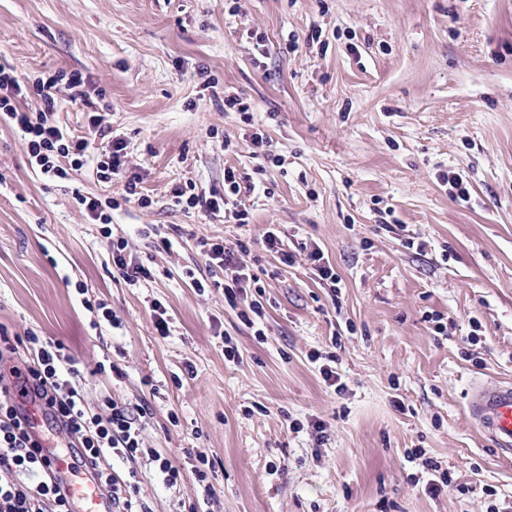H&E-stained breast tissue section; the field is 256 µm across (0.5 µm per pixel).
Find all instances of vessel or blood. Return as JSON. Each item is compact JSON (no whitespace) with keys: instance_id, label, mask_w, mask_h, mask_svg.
Returning <instances> with one entry per match:
<instances>
[{"instance_id":"vessel-or-blood-1","label":"vessel or blood","mask_w":512,"mask_h":512,"mask_svg":"<svg viewBox=\"0 0 512 512\" xmlns=\"http://www.w3.org/2000/svg\"><path fill=\"white\" fill-rule=\"evenodd\" d=\"M468 415L479 433L502 460H512V383L494 386L473 383L468 392ZM70 512H109V501L97 481L70 483Z\"/></svg>"}]
</instances>
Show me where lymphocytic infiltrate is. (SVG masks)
Instances as JSON below:
<instances>
[{
	"instance_id": "lymphocytic-infiltrate-1",
	"label": "lymphocytic infiltrate",
	"mask_w": 512,
	"mask_h": 512,
	"mask_svg": "<svg viewBox=\"0 0 512 512\" xmlns=\"http://www.w3.org/2000/svg\"><path fill=\"white\" fill-rule=\"evenodd\" d=\"M84 84L78 71L59 69L34 78L0 66V122L22 132L23 148L32 169L45 177L66 180L71 172L91 164L102 181L123 180V193L117 200L105 203L80 193L74 196L92 223L108 224L120 204L134 203L147 209L153 201L139 190V176L128 174L127 144L112 138L107 114L92 113L84 135L69 134L57 123V92L68 89L71 100L82 101L86 98ZM32 95L40 99L39 108L21 109L19 100ZM224 109L239 114L242 123L252 125V132L245 134L244 139L250 143L254 156L279 166L284 164V157L276 154L271 139L253 126L250 102L228 94L224 97ZM255 189L252 183L241 185L235 170L228 168L224 171L223 192L206 193L189 182L175 185L171 193L175 205L184 210H194L206 217L220 215L227 223L244 226L250 221V213L241 195ZM198 249L208 268L224 270V298L229 305H236L247 292H255V299L239 312V319L247 323L254 317L264 318L259 299L264 289L257 275L249 273L240 260L241 253L247 250L246 244L241 242L232 247L220 238H203ZM21 347L31 356L25 370H14L9 378L0 374V512H68L64 488L52 478L41 456L42 447L28 429V416L14 403L13 391L18 387L41 404L67 438L77 439L80 449L75 459L82 467L95 471L112 512H151L140 493L137 471L124 476L112 471L108 459L114 455L148 462L170 486L182 480L184 471H192L204 494H211L213 486L208 478L213 464L207 456L198 453L189 456L186 464L176 465L145 447L141 430L148 416L147 406L132 405L107 395L99 410L91 411L83 395L84 374L61 342L41 339L33 332L22 337L0 330V363L14 359Z\"/></svg>"
}]
</instances>
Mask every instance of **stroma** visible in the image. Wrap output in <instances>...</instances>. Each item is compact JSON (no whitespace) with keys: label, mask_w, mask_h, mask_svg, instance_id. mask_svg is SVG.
Masks as SVG:
<instances>
[{"label":"stroma","mask_w":512,"mask_h":512,"mask_svg":"<svg viewBox=\"0 0 512 512\" xmlns=\"http://www.w3.org/2000/svg\"><path fill=\"white\" fill-rule=\"evenodd\" d=\"M0 65L81 71L88 96L58 91L57 119L81 135L89 113L108 110L153 200L113 211L108 228L89 223L72 186L106 200L122 183L90 165L69 182L37 176L20 133L0 124V327L61 341L87 374V407L107 394L147 401L146 447L175 462L191 448L214 465L208 498L192 474L170 487L141 470L152 512L200 497L204 512H486L489 485L500 512L512 507V462L466 414L472 379L512 381V0H238L234 13L227 0H0ZM228 89L287 161L267 164L270 192L246 197L243 227L171 202L189 180L223 191L228 167L256 180ZM448 171L468 183L467 200L441 183ZM270 228L294 265L260 247ZM114 236L153 280L113 278ZM202 237L252 241L263 337L223 289L192 287ZM314 246L340 278L337 299L314 274ZM87 297L117 326L93 329ZM228 339L237 359L224 355ZM330 352L339 395L311 361ZM105 360L122 376L96 374ZM418 448L448 469V490L414 485Z\"/></svg>","instance_id":"1"}]
</instances>
